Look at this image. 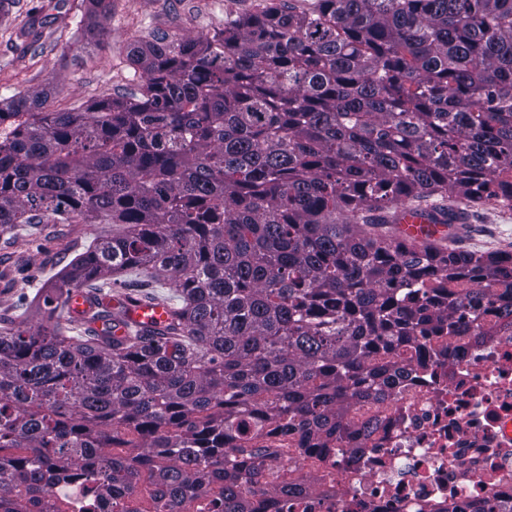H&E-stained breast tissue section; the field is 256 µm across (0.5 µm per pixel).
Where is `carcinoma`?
I'll return each instance as SVG.
<instances>
[{
	"label": "carcinoma",
	"instance_id": "1",
	"mask_svg": "<svg viewBox=\"0 0 512 512\" xmlns=\"http://www.w3.org/2000/svg\"><path fill=\"white\" fill-rule=\"evenodd\" d=\"M81 31L102 45L112 0ZM140 95L0 106V227L110 224L0 327V512H256L309 478L346 408L419 336L512 284V252L455 246L474 206H512V0H272L215 37L131 49ZM409 210L450 234L418 242ZM156 284L120 323L108 281ZM91 297L75 318L72 290ZM512 324V295L492 310ZM124 315L127 320L144 324H164L169 319L168 308L161 304L140 302L130 304L125 302Z\"/></svg>",
	"mask_w": 512,
	"mask_h": 512
}]
</instances>
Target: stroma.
<instances>
[{
    "instance_id": "35a3bbf8",
    "label": "stroma",
    "mask_w": 512,
    "mask_h": 512,
    "mask_svg": "<svg viewBox=\"0 0 512 512\" xmlns=\"http://www.w3.org/2000/svg\"><path fill=\"white\" fill-rule=\"evenodd\" d=\"M158 0H140L127 14L124 0H112L111 36L103 50L85 44L80 20L87 0H10L0 14V104L34 92H47L54 109L85 106L103 97H128L141 89L128 52L133 28L146 40L205 36L223 28L224 12L214 11L209 25L185 20L180 27L160 26ZM35 26L39 41L19 39L20 29ZM470 250L512 251V212L493 205L469 211ZM108 224H28L19 231L0 232V317L13 324L36 325L44 315L33 301L55 274L66 267L79 245L109 235Z\"/></svg>"
}]
</instances>
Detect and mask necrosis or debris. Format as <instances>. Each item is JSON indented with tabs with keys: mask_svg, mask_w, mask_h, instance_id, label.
Here are the masks:
<instances>
[{
	"mask_svg": "<svg viewBox=\"0 0 512 512\" xmlns=\"http://www.w3.org/2000/svg\"><path fill=\"white\" fill-rule=\"evenodd\" d=\"M393 384L373 385L350 407L343 434L322 441L320 461L286 463L312 487L261 512H487L512 504V326L480 319Z\"/></svg>",
	"mask_w": 512,
	"mask_h": 512,
	"instance_id": "necrosis-or-debris-1",
	"label": "necrosis or debris"
}]
</instances>
